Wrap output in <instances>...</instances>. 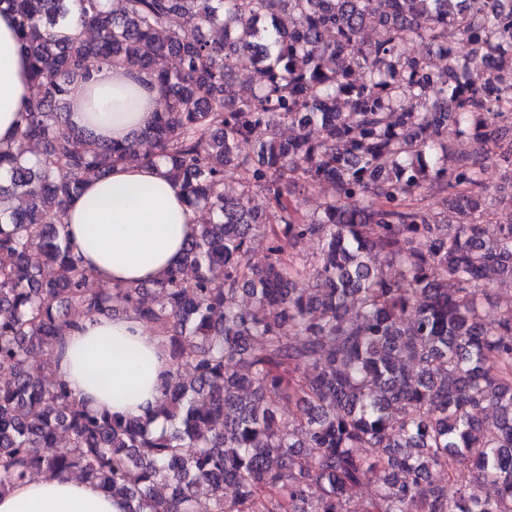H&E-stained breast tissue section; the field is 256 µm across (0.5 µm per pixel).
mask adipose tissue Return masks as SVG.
I'll return each instance as SVG.
<instances>
[{
  "mask_svg": "<svg viewBox=\"0 0 512 512\" xmlns=\"http://www.w3.org/2000/svg\"><path fill=\"white\" fill-rule=\"evenodd\" d=\"M29 60L10 13H0V143L13 142L31 97ZM158 92L124 68L97 64L68 96L67 120L96 141H129L147 128ZM197 222L162 165H118L89 179L70 203L66 232L96 282L145 284L179 264ZM171 368L163 344L134 314L81 318L53 356L55 379L97 411L140 416ZM125 503L76 478H37L0 495V512H125Z\"/></svg>",
  "mask_w": 512,
  "mask_h": 512,
  "instance_id": "ef3b65f1",
  "label": "adipose tissue"
}]
</instances>
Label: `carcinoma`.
<instances>
[{"label": "carcinoma", "mask_w": 512, "mask_h": 512, "mask_svg": "<svg viewBox=\"0 0 512 512\" xmlns=\"http://www.w3.org/2000/svg\"><path fill=\"white\" fill-rule=\"evenodd\" d=\"M78 3L0 0L39 89L17 141L43 145H0V495L50 475L127 512H512V300L492 321L478 303L512 285V194L483 179L493 127L512 130V55L493 70L479 49L512 42V0ZM450 27L469 51L445 70L407 51L442 53ZM243 57L253 76L227 99ZM100 62L165 101L129 142L67 123L70 87ZM452 131L472 152L448 153ZM159 160L209 222L150 286L89 287L70 202L91 175ZM323 183L336 195L304 210ZM424 189L445 210L418 205ZM117 311L155 327L171 362L142 417L94 412L28 363L76 318ZM469 463L480 497L459 483Z\"/></svg>", "instance_id": "carcinoma-1"}]
</instances>
